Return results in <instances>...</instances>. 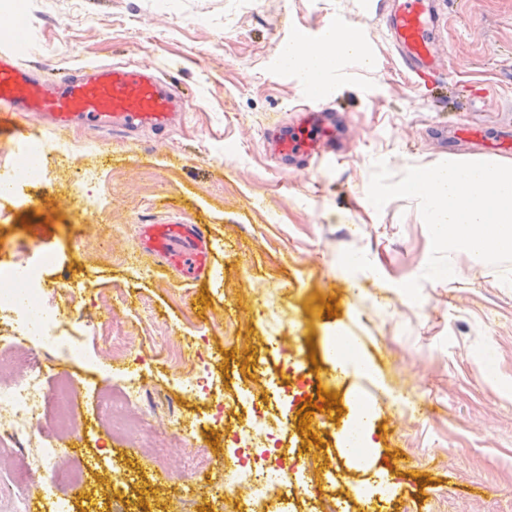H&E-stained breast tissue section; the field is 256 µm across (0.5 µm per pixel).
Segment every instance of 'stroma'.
<instances>
[{
  "instance_id": "1",
  "label": "stroma",
  "mask_w": 512,
  "mask_h": 512,
  "mask_svg": "<svg viewBox=\"0 0 512 512\" xmlns=\"http://www.w3.org/2000/svg\"><path fill=\"white\" fill-rule=\"evenodd\" d=\"M33 28L32 65L62 74L89 63L135 61L191 95L182 124L158 137H108L87 127H41L64 147L48 159L50 181L18 197L0 194V271L26 251L48 245L54 263L42 277L60 299L90 302L94 324L129 332V355L110 358L70 322L80 346L68 371L98 384L114 369H148L141 406L153 413L154 445L187 424L193 451L211 447L205 402L180 391L166 359L169 343L207 338L220 359L225 392L246 383L263 360L267 392L279 375L313 371L339 410L315 412L310 426L329 429L312 463L334 471L351 512H512V264H473L450 256L454 275L421 286L412 301L403 283L424 271L428 229L414 201L375 209L367 198L374 160L394 175L446 161L432 125L480 121L487 140L512 118V0H445L439 49L456 82L452 93L415 83L391 52L380 0H11ZM9 11V12H12ZM9 12L0 10V21ZM342 20L373 54L366 70L345 63L328 105L342 116L349 154L333 169L288 172L267 155V133L289 127L306 77L280 62L301 28ZM91 169L83 194L72 182ZM203 224L210 270L187 282L138 247L144 223ZM251 338L250 351L231 339ZM288 336V351L267 349ZM352 342L366 375H340L327 340ZM359 393L372 410L378 444L371 465L342 455L343 431ZM85 462L108 477L148 479L165 488L208 475L193 452L177 475L143 458L134 443L97 424L104 407L86 392ZM391 480L393 497L358 499V489Z\"/></svg>"
}]
</instances>
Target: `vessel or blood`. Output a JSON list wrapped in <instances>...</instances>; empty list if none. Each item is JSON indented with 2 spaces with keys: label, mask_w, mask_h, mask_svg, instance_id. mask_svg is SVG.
<instances>
[{
  "label": "vessel or blood",
  "mask_w": 512,
  "mask_h": 512,
  "mask_svg": "<svg viewBox=\"0 0 512 512\" xmlns=\"http://www.w3.org/2000/svg\"><path fill=\"white\" fill-rule=\"evenodd\" d=\"M382 13L389 40L403 66L419 80L439 83L445 67L438 52L437 18L430 0H383ZM32 26L14 15L0 26V132L23 136V162L36 169L43 141L20 120L36 117L42 124L70 127L84 123L117 138L141 131L165 133L181 124L189 103L171 82L136 62L120 61L77 69L61 79L25 62L32 51ZM303 124L272 142L276 156L304 166L332 168L340 163L334 144L336 116L326 105L325 87L304 91ZM439 148L447 144L483 145L481 131L456 127L441 131ZM142 251L159 265L197 280L209 270L210 242L202 224H142Z\"/></svg>",
  "instance_id": "vessel-or-blood-1"
}]
</instances>
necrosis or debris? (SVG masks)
Here are the masks:
<instances>
[{"mask_svg": "<svg viewBox=\"0 0 512 512\" xmlns=\"http://www.w3.org/2000/svg\"><path fill=\"white\" fill-rule=\"evenodd\" d=\"M63 309L55 290L47 289L32 263L20 260L6 278H0V320L10 328L0 338V469L13 466L18 456L30 448L39 408H49L55 418V447H40L31 461L43 479L58 487L73 488L85 482L87 466L71 454L67 441L85 425L83 391L88 381L43 363L48 349L69 356L72 347L58 331ZM175 368H186L181 386L184 392L223 403L226 396L201 353L174 355ZM143 386L135 372L120 374L117 381L102 389L104 406L121 407L125 414L112 419L113 434L137 433L150 436L155 428L140 409ZM232 467L223 460L214 464L215 477L200 489L183 487L171 493L178 508L196 498L227 506L229 512H269L274 499L292 494L291 476L299 472V451L285 448L258 399H251L245 426L234 431L227 448ZM32 469V470H33Z\"/></svg>", "mask_w": 512, "mask_h": 512, "instance_id": "1", "label": "necrosis or debris"}]
</instances>
